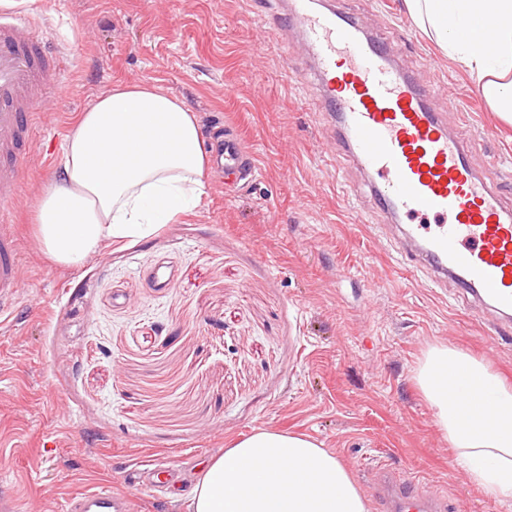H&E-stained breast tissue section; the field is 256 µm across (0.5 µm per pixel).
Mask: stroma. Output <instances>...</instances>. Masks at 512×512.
I'll use <instances>...</instances> for the list:
<instances>
[{
	"mask_svg": "<svg viewBox=\"0 0 512 512\" xmlns=\"http://www.w3.org/2000/svg\"><path fill=\"white\" fill-rule=\"evenodd\" d=\"M382 36L394 62L470 117L477 165L512 193V125L460 64L424 36L404 0H330ZM30 13L58 50L65 91L43 104L13 204L24 262L0 327V500L59 512L112 486L139 512H190L207 464L258 430L304 434L336 453L379 512L377 465L444 495L448 512H507L454 464L415 382L433 345L461 349L512 384V326L475 320L390 247L367 174L338 156L339 128L293 71V39L266 25L280 0H0ZM156 85L196 112L205 140L236 136L258 171H207L200 206L78 268L50 261L35 206L64 139L118 84ZM152 501L134 469L163 475Z\"/></svg>",
	"mask_w": 512,
	"mask_h": 512,
	"instance_id": "obj_1",
	"label": "stroma"
}]
</instances>
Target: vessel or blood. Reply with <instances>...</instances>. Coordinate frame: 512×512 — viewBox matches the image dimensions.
<instances>
[{"mask_svg":"<svg viewBox=\"0 0 512 512\" xmlns=\"http://www.w3.org/2000/svg\"><path fill=\"white\" fill-rule=\"evenodd\" d=\"M280 35L298 32L315 64L314 84L340 128L338 154L373 176L375 207L403 221L401 253L433 287L455 284L475 317L512 316V201L476 169L462 133L429 106L434 89L398 67L383 44L351 17L313 0H288L268 19ZM60 57L26 11L0 9V322L10 316L21 284L22 247L12 226L18 178L38 127V112L60 94ZM238 140L224 144V175L252 167ZM374 487L385 512H446L444 497L427 495L389 468ZM65 512H136L123 492H80Z\"/></svg>","mask_w":512,"mask_h":512,"instance_id":"obj_1","label":"vessel or blood"}]
</instances>
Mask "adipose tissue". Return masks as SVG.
I'll use <instances>...</instances> for the list:
<instances>
[{
	"instance_id": "1",
	"label": "adipose tissue",
	"mask_w": 512,
	"mask_h": 512,
	"mask_svg": "<svg viewBox=\"0 0 512 512\" xmlns=\"http://www.w3.org/2000/svg\"><path fill=\"white\" fill-rule=\"evenodd\" d=\"M412 18L512 121V0H406ZM58 182L35 222L43 252L79 267L104 244L153 235L196 208L208 160L199 119L150 84L119 85L81 113L63 143ZM455 462L512 508V387L468 353L430 347L415 376ZM191 512H367L334 453L305 436L261 430L213 458L190 492Z\"/></svg>"
}]
</instances>
